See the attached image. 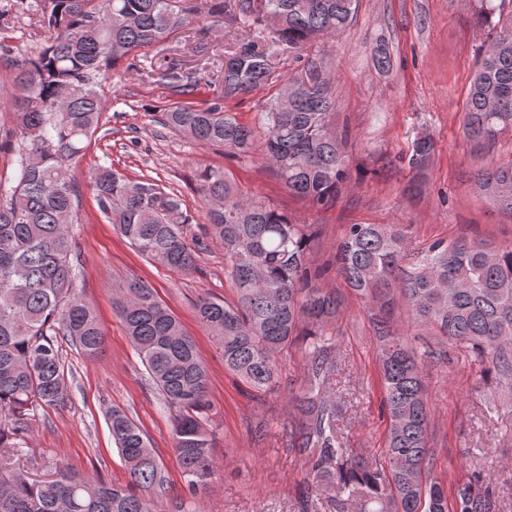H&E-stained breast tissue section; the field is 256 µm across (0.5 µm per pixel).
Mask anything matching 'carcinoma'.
<instances>
[{
	"mask_svg": "<svg viewBox=\"0 0 512 512\" xmlns=\"http://www.w3.org/2000/svg\"><path fill=\"white\" fill-rule=\"evenodd\" d=\"M358 0H41L43 48L17 60L18 94L8 107L16 121V168L0 197V460L21 448L41 412L68 400L61 340L95 359L104 334L92 305L76 292L81 274L73 233L81 193L70 174L99 129L104 84L123 59L148 51L164 36L209 18L241 24L237 47L224 52V105L175 106L163 125L224 153L262 151L289 193L319 210L336 204L351 184L347 137L337 131L331 78L304 51L323 45L356 18ZM479 14L495 20V36L477 62L461 130L491 148L512 134V13L481 0ZM301 68L288 77L276 60ZM176 95L197 79L168 68ZM269 86L253 124L226 105ZM429 136L412 145L408 190L435 155ZM476 187L497 211L512 216V159L477 171ZM90 187L101 216L144 257L189 273L198 256L183 233L190 223L180 201L157 183L133 181L100 165ZM207 207L208 234L224 247V274L235 300L201 297L194 309L224 359L254 398L279 390L278 359L300 336L308 342L307 386L289 399L296 421L291 448L313 461V478L336 493V512H494L485 470L457 485L453 509L431 476L424 358L391 321L394 296L412 319L455 344L481 372L495 370L507 386L512 413V244L434 241L409 249L401 224H349L332 266L374 311L379 341L381 414L387 433L380 457L347 447L337 432L344 402L322 396L337 370L330 327L336 293L321 287L325 267L311 264L309 225L245 193L222 168L197 175ZM146 374L172 413L173 451L187 494L166 512H200L199 499L217 475L209 374L194 339L155 289L134 279L113 298ZM112 441L128 473L124 486L63 472L34 480L0 468V512H161L167 477L144 430L114 408Z\"/></svg>",
	"mask_w": 512,
	"mask_h": 512,
	"instance_id": "cac0c4a2",
	"label": "carcinoma"
}]
</instances>
